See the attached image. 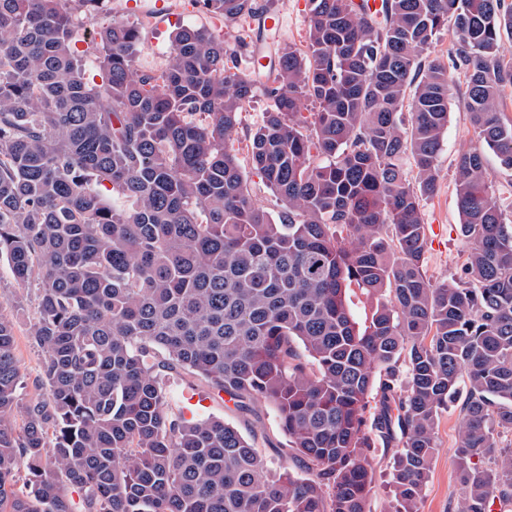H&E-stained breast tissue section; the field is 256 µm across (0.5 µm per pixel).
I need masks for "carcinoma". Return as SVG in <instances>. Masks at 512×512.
Segmentation results:
<instances>
[{
    "instance_id": "cac0c4a2",
    "label": "carcinoma",
    "mask_w": 512,
    "mask_h": 512,
    "mask_svg": "<svg viewBox=\"0 0 512 512\" xmlns=\"http://www.w3.org/2000/svg\"><path fill=\"white\" fill-rule=\"evenodd\" d=\"M102 0H0V257L37 278L31 335L46 397L22 426L14 324L0 314V512H371V449H393L392 512H419L448 403L462 400L457 512L512 499V220L485 151L512 170L509 0H308L306 49L229 46L181 28L167 64L136 67L141 28L114 20L73 50ZM236 25L253 0H190ZM452 27L448 59L435 35ZM477 134L456 161L466 281L424 273L422 202L439 182L453 74ZM250 136L260 205L234 152ZM314 105L311 119L302 115ZM370 303L364 327L346 294ZM202 377L237 409L271 406V472L255 440L184 419L162 372ZM303 464L297 473L288 462ZM29 491L14 490L19 470ZM269 105L270 102L266 98L264 92L261 89H257L253 100L246 105L242 111L241 122L238 127L234 149L237 151V156L241 166L249 175V187L254 198L266 207L268 211L273 213L274 210H276V202L270 191L262 185L260 178L251 173L246 151L249 136L251 132H253L254 128L261 122L263 112H266L269 109Z\"/></svg>"
}]
</instances>
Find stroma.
<instances>
[{
    "mask_svg": "<svg viewBox=\"0 0 512 512\" xmlns=\"http://www.w3.org/2000/svg\"><path fill=\"white\" fill-rule=\"evenodd\" d=\"M258 7H272L283 15V41L304 46L309 22L306 0H256ZM98 18L118 20L140 26L143 39L136 63L144 70L163 66L170 55L171 35L176 28L205 27L233 42L234 27L194 7L190 0H111L100 6ZM464 86H457L449 101L448 129L439 158L440 180L435 195L427 199L423 218L427 226V253L424 271L431 282L458 281L464 277L468 247L458 231L455 162L459 153L476 139L470 115L464 103ZM38 305L36 284L21 285L10 275L6 260L0 259V314L14 324L15 352L20 362L18 394L28 402L43 395L42 360L31 330ZM171 405L185 418L208 416L224 418L245 436L255 438L269 467L281 463L279 450L285 443L276 416L267 406L238 410L217 397L201 378L181 371L166 376ZM461 420L459 403L449 404L439 417L436 428L437 453L432 462L429 482L419 503V512H454L460 501L455 448Z\"/></svg>",
    "mask_w": 512,
    "mask_h": 512,
    "instance_id": "35a3bbf8",
    "label": "stroma"
}]
</instances>
